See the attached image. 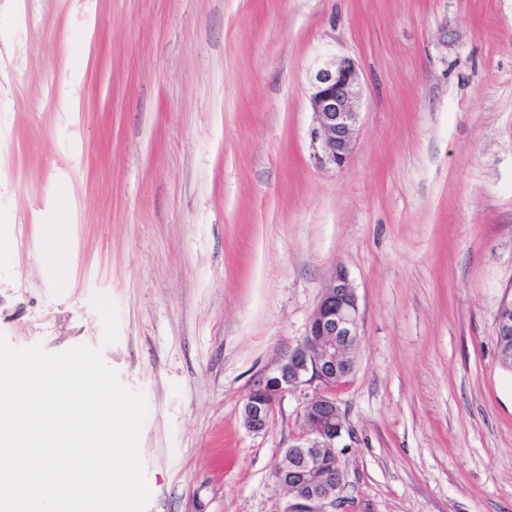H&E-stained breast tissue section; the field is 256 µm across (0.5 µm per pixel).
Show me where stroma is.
<instances>
[{"label": "stroma", "instance_id": "obj_1", "mask_svg": "<svg viewBox=\"0 0 512 512\" xmlns=\"http://www.w3.org/2000/svg\"><path fill=\"white\" fill-rule=\"evenodd\" d=\"M328 53L363 83L340 170ZM340 268L348 512H512V0H0V337L144 395L146 512H280L301 395L258 434L243 407ZM361 71L346 56L323 60L311 76L308 104L314 116L311 158L322 169H342L354 149L359 122Z\"/></svg>", "mask_w": 512, "mask_h": 512}]
</instances>
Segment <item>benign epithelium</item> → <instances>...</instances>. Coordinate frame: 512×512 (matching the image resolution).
I'll return each instance as SVG.
<instances>
[{
  "label": "benign epithelium",
  "instance_id": "7a95c632",
  "mask_svg": "<svg viewBox=\"0 0 512 512\" xmlns=\"http://www.w3.org/2000/svg\"><path fill=\"white\" fill-rule=\"evenodd\" d=\"M361 71L346 56L323 60L311 76L308 104L314 116L310 131L311 158L322 169H341L354 149L359 122ZM360 308L355 288L343 270L336 271L311 317L307 335L277 370L258 384L244 405V425L263 431L282 396L302 395L300 442L291 446L295 463L309 479L307 491L291 493L281 512H337L343 472L334 467L332 454L346 426L336 398L326 391L306 393L313 383L328 387L350 377L355 369L350 351L360 340ZM497 335H512V308L503 302L496 317Z\"/></svg>",
  "mask_w": 512,
  "mask_h": 512
}]
</instances>
